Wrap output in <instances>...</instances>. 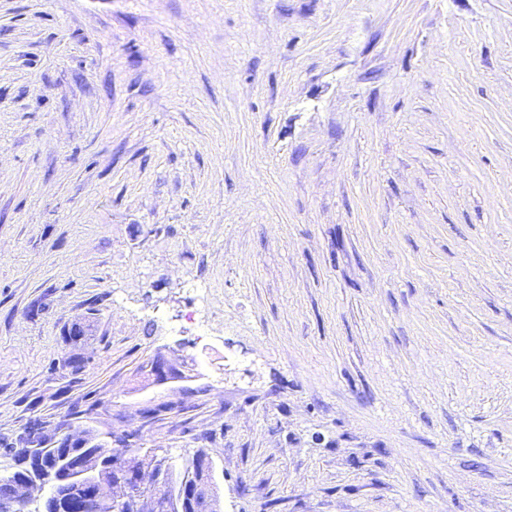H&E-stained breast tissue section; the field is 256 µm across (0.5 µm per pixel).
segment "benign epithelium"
<instances>
[{"mask_svg":"<svg viewBox=\"0 0 512 512\" xmlns=\"http://www.w3.org/2000/svg\"><path fill=\"white\" fill-rule=\"evenodd\" d=\"M150 372L157 381L182 378L178 367L159 357L150 365ZM85 429L67 423L53 436L55 449L48 460L36 459L35 465L22 474L8 476L11 485L10 499L0 503V512H27L36 501L34 492L56 481L66 489V512H90L95 504L104 505L108 512H165V496L142 495L143 487L162 482L170 459L159 449L143 450L120 445L112 447L104 442L107 475H98L84 459L76 458L74 449L84 446ZM195 468L179 484L178 493L184 505L196 512L199 504L221 512L222 501L213 477V460L203 451L194 456ZM39 501L36 512H58L55 495Z\"/></svg>","mask_w":512,"mask_h":512,"instance_id":"benign-epithelium-1","label":"benign epithelium"}]
</instances>
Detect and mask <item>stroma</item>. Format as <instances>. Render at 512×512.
Listing matches in <instances>:
<instances>
[{"instance_id":"1","label":"stroma","mask_w":512,"mask_h":512,"mask_svg":"<svg viewBox=\"0 0 512 512\" xmlns=\"http://www.w3.org/2000/svg\"><path fill=\"white\" fill-rule=\"evenodd\" d=\"M34 418L205 449L223 512H512V0H0Z\"/></svg>"}]
</instances>
